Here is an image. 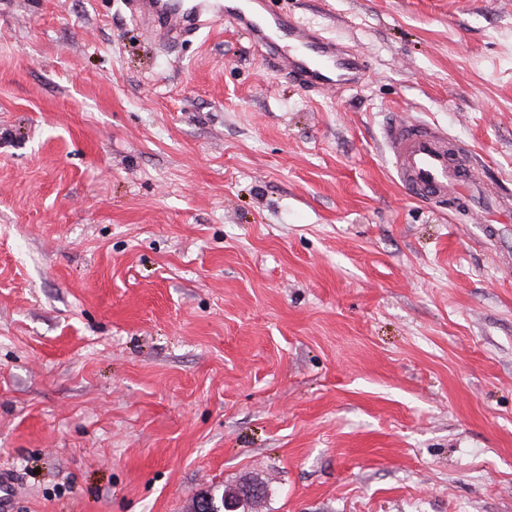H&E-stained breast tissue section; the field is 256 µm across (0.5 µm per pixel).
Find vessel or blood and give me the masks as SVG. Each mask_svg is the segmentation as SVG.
I'll return each instance as SVG.
<instances>
[{
    "label": "vessel or blood",
    "mask_w": 512,
    "mask_h": 512,
    "mask_svg": "<svg viewBox=\"0 0 512 512\" xmlns=\"http://www.w3.org/2000/svg\"><path fill=\"white\" fill-rule=\"evenodd\" d=\"M131 6L164 40L196 29L206 12L216 21L231 20L268 47L274 67L298 75L311 89L339 90L358 83L363 73L355 55L337 48L318 30L269 12L266 0H245L241 5L224 0H131ZM389 141L398 179L411 196L441 202L452 195L467 206L478 203L472 187L458 185L461 160L449 155L444 134L424 124L398 122L390 128Z\"/></svg>",
    "instance_id": "b4317fda"
}]
</instances>
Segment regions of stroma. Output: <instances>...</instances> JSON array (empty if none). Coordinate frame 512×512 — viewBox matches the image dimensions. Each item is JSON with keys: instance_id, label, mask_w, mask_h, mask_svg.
I'll return each mask as SVG.
<instances>
[{"instance_id": "35a3bbf8", "label": "stroma", "mask_w": 512, "mask_h": 512, "mask_svg": "<svg viewBox=\"0 0 512 512\" xmlns=\"http://www.w3.org/2000/svg\"><path fill=\"white\" fill-rule=\"evenodd\" d=\"M270 6L359 83L0 0L9 512H512V223L410 197L384 140L440 127L512 191V0ZM250 482H247L245 484H242L239 488H237V491L233 492L232 495H229L227 493H223L220 497V499H217L215 496H205V497H202L200 499V501L198 502L197 504V509H196V512H208L207 510H202L203 508L201 507L202 505V501L205 500L206 498H210L211 501L214 502V504L216 505H221V503L223 501H226L227 499H236L240 502L241 507L242 508V512H249L250 510L249 509H252V505L257 502L258 500H261L262 498L265 497L266 495V487L262 484V483H258V482H255V481H252L251 483L253 484H257V485H260L261 488H262V491H261V494L258 495V496H249L248 494H246L244 491H243V488L245 487L246 484H248ZM239 494H242L243 495V498H240L238 495ZM238 509V503L236 501H232V500H228L225 504V509H224V504L222 503L221 506H218V507H214V511L215 512H236Z\"/></svg>"}]
</instances>
